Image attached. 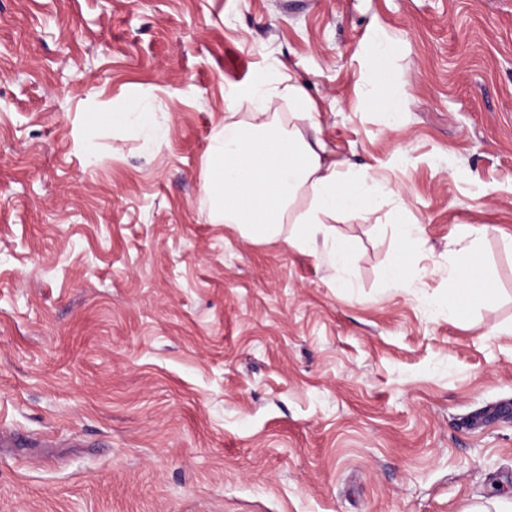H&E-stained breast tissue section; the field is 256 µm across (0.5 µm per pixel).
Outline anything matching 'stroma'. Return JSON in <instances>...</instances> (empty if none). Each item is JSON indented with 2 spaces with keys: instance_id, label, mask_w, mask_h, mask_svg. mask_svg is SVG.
<instances>
[{
  "instance_id": "35a3bbf8",
  "label": "stroma",
  "mask_w": 512,
  "mask_h": 512,
  "mask_svg": "<svg viewBox=\"0 0 512 512\" xmlns=\"http://www.w3.org/2000/svg\"><path fill=\"white\" fill-rule=\"evenodd\" d=\"M272 66L387 187L345 270L211 213ZM468 225L493 294L452 308ZM511 506L512 0H0V512ZM275 71H269L262 76L258 77L254 82L233 92L226 100L225 103L228 107H232L245 100L258 101L267 110H276L278 98L281 96V91L274 85L273 76ZM395 233L404 249L411 248L414 244L425 241L426 229L421 224H406L399 215L392 222Z\"/></svg>"
}]
</instances>
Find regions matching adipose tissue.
Segmentation results:
<instances>
[{
	"instance_id": "obj_1",
	"label": "adipose tissue",
	"mask_w": 512,
	"mask_h": 512,
	"mask_svg": "<svg viewBox=\"0 0 512 512\" xmlns=\"http://www.w3.org/2000/svg\"><path fill=\"white\" fill-rule=\"evenodd\" d=\"M286 92L298 109L289 125L275 111L281 92L272 73L227 98L230 107L246 100L260 102L269 114L254 124H225L207 150L205 188L216 214L240 227L246 237L273 239L283 233V224H291L289 247L305 253L323 241L330 267L341 270L350 248L337 239L328 219L341 211L367 209L386 187L370 174L351 172L345 161L329 158L315 105L296 85H288ZM303 120L309 122L312 137L301 132ZM476 256V247L463 249L449 270L452 300L488 293L476 275Z\"/></svg>"
}]
</instances>
